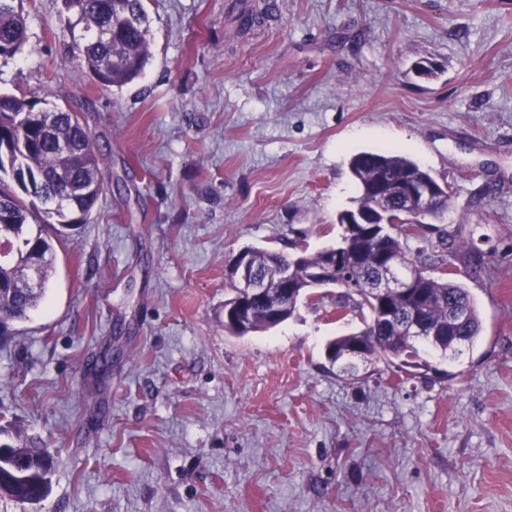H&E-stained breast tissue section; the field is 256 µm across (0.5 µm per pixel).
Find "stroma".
I'll list each match as a JSON object with an SVG mask.
<instances>
[{
    "instance_id": "stroma-1",
    "label": "stroma",
    "mask_w": 512,
    "mask_h": 512,
    "mask_svg": "<svg viewBox=\"0 0 512 512\" xmlns=\"http://www.w3.org/2000/svg\"><path fill=\"white\" fill-rule=\"evenodd\" d=\"M152 56L112 90L61 0H23L0 92L69 106L110 172L53 235L45 304L0 343V421L56 457L45 498L0 512H512V0H144ZM267 9L244 28L246 9ZM433 76L418 75L420 59ZM394 151L450 188L412 254L488 259L459 280L473 350L350 378L338 289L245 336L224 329L234 255L336 245L349 162ZM113 347L97 380L96 356Z\"/></svg>"
}]
</instances>
